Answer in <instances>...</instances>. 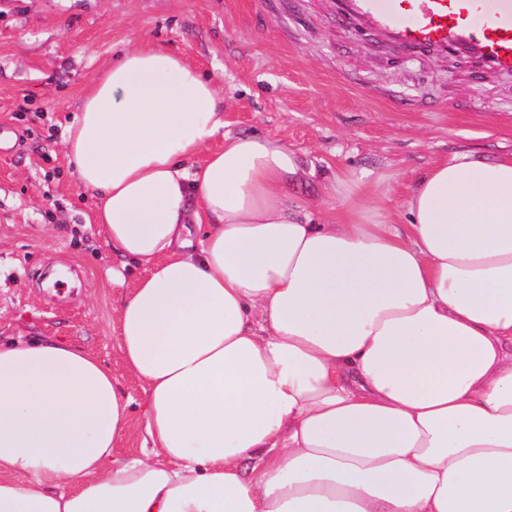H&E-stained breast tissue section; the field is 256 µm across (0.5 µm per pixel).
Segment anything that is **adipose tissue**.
I'll return each mask as SVG.
<instances>
[{"mask_svg":"<svg viewBox=\"0 0 512 512\" xmlns=\"http://www.w3.org/2000/svg\"><path fill=\"white\" fill-rule=\"evenodd\" d=\"M222 149L211 150L215 139ZM145 395L94 354L0 344V512H512V154L458 152L391 216L313 222L293 151L224 131L201 69L150 42L62 132Z\"/></svg>","mask_w":512,"mask_h":512,"instance_id":"adipose-tissue-1","label":"adipose tissue"}]
</instances>
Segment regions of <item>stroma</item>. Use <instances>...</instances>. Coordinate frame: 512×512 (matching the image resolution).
<instances>
[{"instance_id": "stroma-1", "label": "stroma", "mask_w": 512, "mask_h": 512, "mask_svg": "<svg viewBox=\"0 0 512 512\" xmlns=\"http://www.w3.org/2000/svg\"><path fill=\"white\" fill-rule=\"evenodd\" d=\"M145 41L211 77L225 132L295 153V193L318 221L342 206L325 193L338 172L372 189L374 220L439 160L512 153L511 73L463 52L405 50L341 21L336 0H0V340L48 336L110 367L132 399L125 454L141 447L143 392L123 367L112 310L140 271L98 235L60 138L100 69ZM60 268L77 282L72 295L44 277Z\"/></svg>"}]
</instances>
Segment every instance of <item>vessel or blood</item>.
Masks as SVG:
<instances>
[{
  "label": "vessel or blood",
  "mask_w": 512,
  "mask_h": 512,
  "mask_svg": "<svg viewBox=\"0 0 512 512\" xmlns=\"http://www.w3.org/2000/svg\"><path fill=\"white\" fill-rule=\"evenodd\" d=\"M341 7L409 49L464 48L512 72V0H342Z\"/></svg>",
  "instance_id": "vessel-or-blood-1"
}]
</instances>
